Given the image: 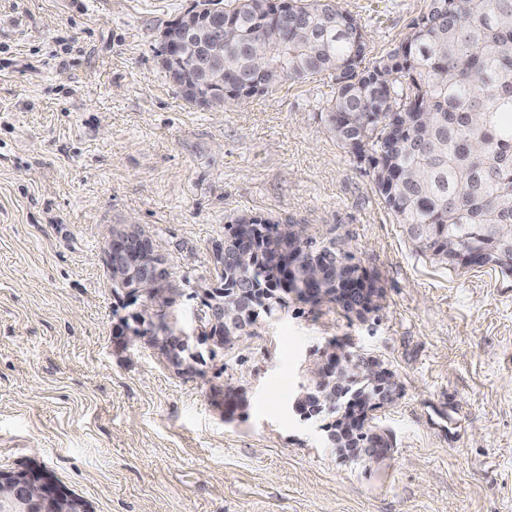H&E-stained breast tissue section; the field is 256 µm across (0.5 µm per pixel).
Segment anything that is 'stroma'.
<instances>
[{"label": "stroma", "mask_w": 512, "mask_h": 512, "mask_svg": "<svg viewBox=\"0 0 512 512\" xmlns=\"http://www.w3.org/2000/svg\"><path fill=\"white\" fill-rule=\"evenodd\" d=\"M194 0H0V469L42 466L94 512H512V279L415 252L367 162L336 139L329 78L223 112L161 70ZM371 58L425 0H340ZM243 216L344 240L384 290L367 322L289 304L177 372L123 320L193 331L214 251ZM137 223L163 301L113 293L102 232ZM394 372L374 414L393 440L350 464L291 402L331 340ZM235 403L226 412L225 400Z\"/></svg>", "instance_id": "obj_1"}]
</instances>
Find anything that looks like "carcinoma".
Here are the masks:
<instances>
[{"label":"carcinoma","instance_id":"1","mask_svg":"<svg viewBox=\"0 0 512 512\" xmlns=\"http://www.w3.org/2000/svg\"><path fill=\"white\" fill-rule=\"evenodd\" d=\"M224 16L238 34L224 40V76L256 81L247 49L265 37L269 64L277 72L261 80L270 92L284 81L327 75L334 85L326 112L336 139L368 161L377 191L415 251L450 269H465L464 257L482 254L479 266L512 277V247L491 230L512 223V0H428L409 35L387 56L364 65L369 44L358 21L339 0H290L288 19L261 0H233ZM338 238L318 240L296 226L281 236L278 223L241 217L224 233V259L215 260L224 305L239 311L225 346L248 334L260 314L271 315L297 301L339 306L360 322L380 309L383 290L350 253L336 277L306 285L303 296L290 266L303 254L329 253ZM249 251L254 262L239 267ZM349 288H371L364 301ZM349 378L330 419L331 447L354 451L370 445L374 429L365 420L346 421L357 404L383 408L400 385L371 379L359 365H336Z\"/></svg>","mask_w":512,"mask_h":512}]
</instances>
